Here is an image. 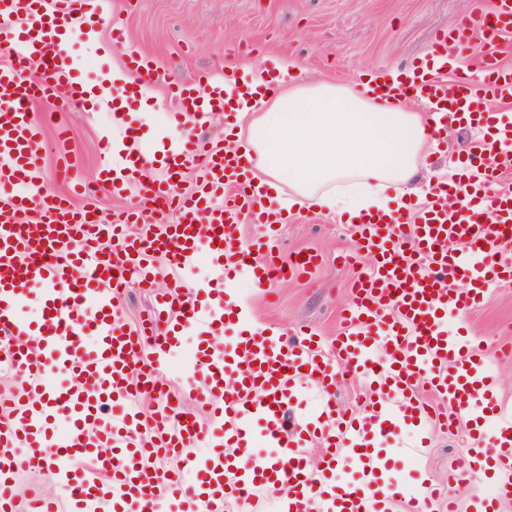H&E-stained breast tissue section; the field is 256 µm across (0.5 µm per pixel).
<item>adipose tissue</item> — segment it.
Wrapping results in <instances>:
<instances>
[{"instance_id":"obj_1","label":"adipose tissue","mask_w":512,"mask_h":512,"mask_svg":"<svg viewBox=\"0 0 512 512\" xmlns=\"http://www.w3.org/2000/svg\"><path fill=\"white\" fill-rule=\"evenodd\" d=\"M250 70L252 96L236 111L235 137L247 145L252 183L273 219L304 204L350 224L405 210L426 155L445 138L414 109L418 92L386 103L371 76L354 88L297 83L285 57Z\"/></svg>"}]
</instances>
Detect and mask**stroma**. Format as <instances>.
<instances>
[{"label":"stroma","mask_w":512,"mask_h":512,"mask_svg":"<svg viewBox=\"0 0 512 512\" xmlns=\"http://www.w3.org/2000/svg\"><path fill=\"white\" fill-rule=\"evenodd\" d=\"M100 2L113 23L125 28L127 41L125 46H113L108 29L102 26L75 38L68 53L77 73L100 89H111L113 67L124 65L127 52H135L151 61L152 86L162 105L155 116L133 100L120 118L104 108L79 112L37 105L31 116L47 145L43 181L59 195L67 192L66 185L55 179L59 158H67L73 180L91 182L101 168L114 162L106 141L112 135H124L127 127L139 128L147 146L168 144L175 130L167 95L170 81L193 82L204 75H223L225 62L249 58L254 52L262 57H288L307 83L330 78L347 85L361 72L407 69L429 58L435 32L452 27L467 14L471 0ZM84 203L108 222L132 209L141 211L150 224L162 219L137 190L117 198L100 192L86 197ZM271 248L285 258L299 252L314 254L318 267L305 279L271 282L277 296L272 305L266 303L263 291L239 278L234 293L249 308L252 322L284 340L298 323L322 338L334 336L350 280L370 266L366 257L352 267L341 262L343 255L356 250L354 226L337 215L314 211L309 222L294 217L278 225ZM153 266L152 287L133 283L119 297L120 315L127 323H138L150 315L153 297L166 283L164 258L155 257ZM462 324L471 335L481 337L489 367L498 378L495 393L506 413L512 415V362L495 356L501 343L512 340V291L495 294L464 315L449 316V329ZM425 434L430 444L424 452H417ZM471 446L467 423H460L452 435L435 429L426 433L410 425L393 438L377 442L374 456L385 479L411 494L416 487L412 472H419L430 483H445L449 471L460 468L468 458Z\"/></svg>","instance_id":"obj_1"}]
</instances>
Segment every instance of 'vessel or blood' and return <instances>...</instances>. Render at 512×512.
Listing matches in <instances>:
<instances>
[{"label":"vessel or blood","instance_id":"vessel-or-blood-1","mask_svg":"<svg viewBox=\"0 0 512 512\" xmlns=\"http://www.w3.org/2000/svg\"><path fill=\"white\" fill-rule=\"evenodd\" d=\"M88 0H0V17L12 21L14 62L0 66V370L21 375L16 396L0 395V512H14L16 477L50 469L75 512H170L169 497L186 499V512H253L265 496L291 500L295 512H391L395 491L376 473L369 450L408 424L438 423L449 429L467 421L473 440L485 444L496 462L495 495L512 494V422L491 392L495 377L473 337L449 332L450 314L480 306L499 289L512 288V261L498 257L512 242V189L503 187L493 154L512 153V68L500 58V41L512 36V0H473L470 13L440 32L436 47L448 48L445 80L417 67L442 127L477 130L465 157L447 181L438 183L424 208H410L404 223L372 216L357 225L359 247L370 270L350 286L348 306L331 344L305 325L296 340L256 328L247 309L227 294L243 268L264 288L275 279L310 275L308 254L283 261L266 241L243 240L245 223L264 225L268 216L255 196L238 150H223L182 135L165 150L161 179L144 188L148 201L175 209L177 219L156 232L129 237L123 221L102 223L93 210L69 195L45 191L41 178L45 144L29 118L32 106L52 97L65 108L85 109L88 85L73 72L65 46L86 18ZM490 34L474 84L457 60L471 39ZM38 59L36 79L26 64ZM175 117L231 112L223 86L200 90L198 83L169 86ZM500 111L487 108V101ZM201 180L188 196L169 194L187 169ZM131 167L106 170L113 195L134 181ZM459 207H448L449 198ZM217 264L216 277L194 284L184 272L199 253ZM168 261V292L156 300L148 322L125 324L117 304L127 275L138 271L139 287L150 285V260ZM37 291L38 320H24L18 303ZM235 326L230 350L216 347L211 332ZM202 329L189 363L190 378L178 395H165L151 416L138 409L154 390L182 330ZM94 343H86V336ZM363 379L367 390L354 412L334 411L338 376ZM323 392L321 421L291 431L283 420L300 382ZM429 388L433 402L419 399ZM483 393L475 403V393ZM209 422H202L201 414ZM264 425L274 442L273 460L254 457L247 432ZM221 438L229 447L206 459L198 486L182 489L178 473L163 470L159 457L189 460L194 448ZM317 443L319 467L309 470L305 447ZM61 465L50 468L49 455ZM353 461L357 479L327 494L342 457ZM446 510H439V502ZM406 512H458L444 487L420 484Z\"/></svg>","mask_w":512,"mask_h":512}]
</instances>
